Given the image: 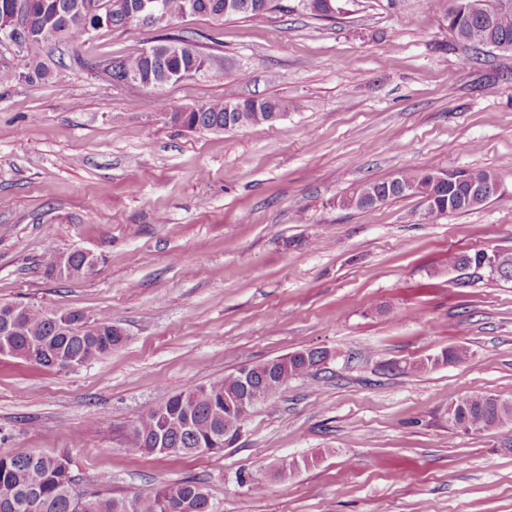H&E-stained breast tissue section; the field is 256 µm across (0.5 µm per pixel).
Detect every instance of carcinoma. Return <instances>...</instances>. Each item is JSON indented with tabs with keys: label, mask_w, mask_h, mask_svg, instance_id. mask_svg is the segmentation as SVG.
<instances>
[{
	"label": "carcinoma",
	"mask_w": 512,
	"mask_h": 512,
	"mask_svg": "<svg viewBox=\"0 0 512 512\" xmlns=\"http://www.w3.org/2000/svg\"><path fill=\"white\" fill-rule=\"evenodd\" d=\"M159 2L166 20L155 24L165 28L175 19L209 17L242 19L265 16L282 8L280 0H100L99 12L81 8L93 0H27L30 5L31 28L22 45L21 64L15 69L0 70V79L27 83L44 82L56 76L43 56L48 43L70 46L83 37L106 27L126 29L136 24L134 12L144 4ZM298 6L311 17L331 20L339 12V0H299ZM430 6L449 19L448 30L460 42L475 49L512 47V7H501L500 0H431ZM100 72L113 85L127 84L133 77L141 85L155 90L185 77L210 73L208 55L201 52L191 38L164 36L157 44L127 59L104 60ZM161 112L172 111L174 124L188 130H222L228 109L236 112L237 126L267 124L275 112L282 111L281 102L271 99H245L216 102L207 106L170 109L162 96L155 98ZM465 171L452 170L447 178L435 171L404 169L388 180L363 184L352 195L343 198L345 208L366 209L406 195L422 194L432 200L426 217L434 218L453 209L468 211L485 200H468L469 186ZM67 257L63 269L60 259ZM511 260L500 271L484 266L480 253L450 254L448 268L469 267L493 279L512 281ZM47 271L61 279H79L88 274L85 255L74 250L65 255L48 249ZM125 343L123 333L105 315L94 318L80 311L47 308L38 304L0 303V353L32 357L44 367H53L51 358L63 364L74 362L86 367L112 353ZM325 355L318 350H303L278 358L279 364L267 369L266 363L250 365L260 401L273 400L288 380L318 372L317 360ZM471 355L465 345L450 347L442 359L451 364L466 362ZM241 370H236L207 386L174 392L159 406L144 409L135 424L128 450L132 453H164L190 455L209 448L217 453L240 437L236 433L224 438V419L244 420L246 414L236 404H228L226 396L238 392ZM448 423L476 431L512 426V407L497 405L488 394L469 396L453 404ZM0 512H215L210 493L203 481L186 478L162 483L131 498H116L107 493L90 496L75 491L71 459L66 454L0 453Z\"/></svg>",
	"instance_id": "cac0c4a2"
}]
</instances>
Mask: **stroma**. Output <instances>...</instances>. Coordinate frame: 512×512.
<instances>
[{"label": "stroma", "mask_w": 512, "mask_h": 512, "mask_svg": "<svg viewBox=\"0 0 512 512\" xmlns=\"http://www.w3.org/2000/svg\"><path fill=\"white\" fill-rule=\"evenodd\" d=\"M342 7L172 23L215 72L167 86L171 108L272 98L270 125L185 131L153 90L109 84L95 63L154 45L150 26L91 32L50 81L0 82V303L104 313L126 335L73 371L0 355V451L69 452L84 493L198 478L217 512H512V431L448 422L465 396L512 400V283L448 268L512 251V52H474L425 0ZM406 168L491 171L504 190L434 220L417 196L340 206ZM50 247L99 262L63 281ZM459 344L466 363L409 372ZM310 348L326 368L224 452L128 451L172 391ZM291 457L306 466L278 476Z\"/></svg>", "instance_id": "obj_1"}]
</instances>
